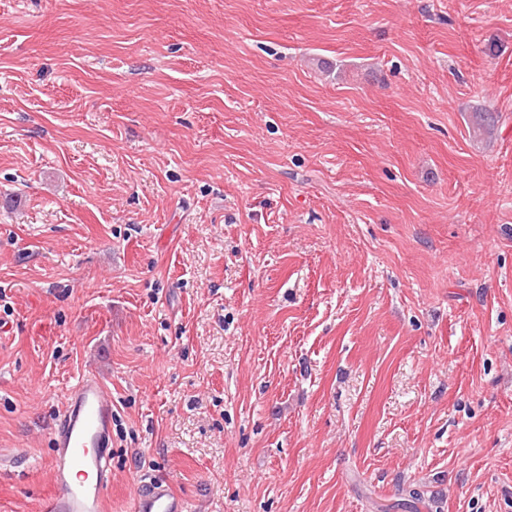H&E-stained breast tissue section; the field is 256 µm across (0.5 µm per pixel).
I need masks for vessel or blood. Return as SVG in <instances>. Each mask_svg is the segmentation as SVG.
Returning a JSON list of instances; mask_svg holds the SVG:
<instances>
[{"label":"vessel or blood","mask_w":512,"mask_h":512,"mask_svg":"<svg viewBox=\"0 0 512 512\" xmlns=\"http://www.w3.org/2000/svg\"><path fill=\"white\" fill-rule=\"evenodd\" d=\"M112 397L96 376H85L53 428V493L41 512H104L111 471ZM168 485L141 479L133 512H184Z\"/></svg>","instance_id":"1"}]
</instances>
